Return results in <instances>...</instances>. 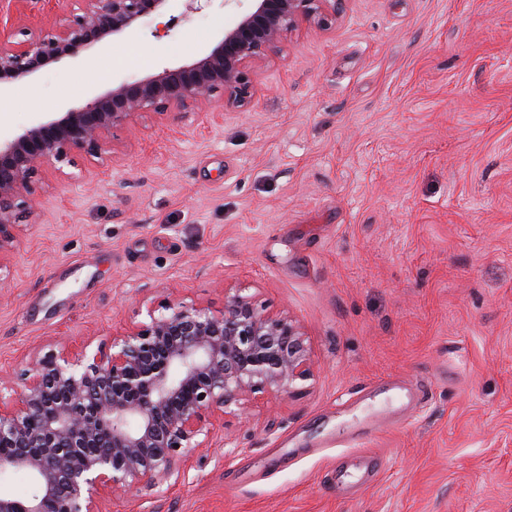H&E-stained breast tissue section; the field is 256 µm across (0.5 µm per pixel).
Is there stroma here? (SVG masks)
<instances>
[{"label": "stroma", "instance_id": "35a3bbf8", "mask_svg": "<svg viewBox=\"0 0 512 512\" xmlns=\"http://www.w3.org/2000/svg\"><path fill=\"white\" fill-rule=\"evenodd\" d=\"M250 0H176L0 97L7 140L194 59ZM222 96L33 178L0 260V374L225 294L314 375L253 394L182 484L100 512H512V0H345Z\"/></svg>", "mask_w": 512, "mask_h": 512}]
</instances>
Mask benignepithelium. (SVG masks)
I'll use <instances>...</instances> for the list:
<instances>
[{
	"label": "benign epithelium",
	"instance_id": "7a95c632",
	"mask_svg": "<svg viewBox=\"0 0 512 512\" xmlns=\"http://www.w3.org/2000/svg\"><path fill=\"white\" fill-rule=\"evenodd\" d=\"M73 2L52 32L24 41H15L22 29L0 20V91L165 13L173 0ZM252 2L194 60L122 81L0 141V256L32 216L26 195L42 166L98 155L114 127L142 114L195 108L218 93L227 106H247L253 65L303 23L331 28L342 0ZM148 317L108 347L49 350L17 384L0 377V474L22 470L36 485L25 499L0 492V512H97L106 491L151 497L185 479L188 458L208 447L232 407L260 391L289 394L312 376L299 327L239 293L219 312L177 303Z\"/></svg>",
	"mask_w": 512,
	"mask_h": 512
}]
</instances>
